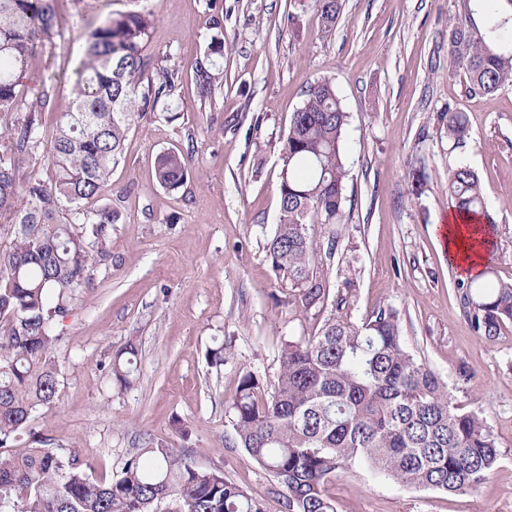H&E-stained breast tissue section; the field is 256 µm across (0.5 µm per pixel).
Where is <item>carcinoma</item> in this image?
<instances>
[{
  "mask_svg": "<svg viewBox=\"0 0 512 512\" xmlns=\"http://www.w3.org/2000/svg\"><path fill=\"white\" fill-rule=\"evenodd\" d=\"M147 0L90 29L72 86L71 108L60 113L46 172L25 174L41 145L44 114L55 111V90L41 85L35 101L24 79L39 48L61 36L56 0H0V110L17 112L0 131V217L11 241L0 249V509L12 512H156L173 498L174 512H265L262 502L221 471H203L163 443L149 441L121 475L101 480L71 451L60 455L50 439L31 434L32 446L10 450L19 432L59 396L52 355L59 340L54 318L88 286L94 253L101 252L118 211L95 201L112 176L135 118L173 95L178 71L160 67L143 83L152 25ZM477 23L469 4L449 20L448 55L464 71L470 94L512 86V0H489ZM329 33L342 0H314ZM224 43L216 41L195 67L201 97L224 80ZM439 120L448 140L467 143L464 113L448 107ZM348 112L331 81L314 83L292 112L284 142L280 218L265 244L288 303L323 310L326 282L314 273L310 227L348 224V165L342 141ZM155 175L167 189L187 179L185 157L160 154ZM454 207L494 225L477 173L448 169ZM473 327L495 336L512 321V281H498L472 301ZM136 348L112 358L115 379L133 382ZM234 443L285 488L287 512H337L329 486L362 464L404 487L463 493L476 489L498 464L486 421L455 405L447 385L408 349L398 310L382 308L360 324L343 302L311 336L289 339L278 354L275 379L263 385L240 372L231 404Z\"/></svg>",
  "mask_w": 512,
  "mask_h": 512,
  "instance_id": "carcinoma-1",
  "label": "carcinoma"
}]
</instances>
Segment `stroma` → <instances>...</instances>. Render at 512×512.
<instances>
[{"mask_svg": "<svg viewBox=\"0 0 512 512\" xmlns=\"http://www.w3.org/2000/svg\"><path fill=\"white\" fill-rule=\"evenodd\" d=\"M481 0H343L324 32L312 0H148L152 67L176 68L172 104L137 116L122 159L102 190L121 213L93 264L91 284L55 319L60 368L54 407L14 442L51 439L77 452L97 478L120 475L146 441L160 440L202 470H220L286 512L285 490L233 445L230 405L241 369L272 380L283 339L310 335L324 313L288 305L265 251L280 216L283 144L289 120L319 79H330L349 114V158L340 235L315 225V268L351 319L382 308L401 314L409 349L448 386L453 403L478 413L500 461L475 491L410 489L353 466L330 486L338 512H512V322L478 335L466 289L432 233L451 205L448 170L466 164L497 218L486 286L512 279V86L469 95L448 56V20ZM129 0H58L61 38L42 47L29 85L53 82L57 111L71 105L81 36ZM224 41V82L201 98L194 66L212 39ZM454 106L471 137L453 146L439 112ZM169 150L188 160L183 186L155 177ZM425 167L421 194L412 173ZM133 343L130 386L109 370ZM230 346L221 367L208 349Z\"/></svg>", "mask_w": 512, "mask_h": 512, "instance_id": "stroma-1", "label": "stroma"}]
</instances>
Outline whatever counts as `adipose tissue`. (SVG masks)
I'll return each instance as SVG.
<instances>
[{
    "instance_id": "obj_1",
    "label": "adipose tissue",
    "mask_w": 512,
    "mask_h": 512,
    "mask_svg": "<svg viewBox=\"0 0 512 512\" xmlns=\"http://www.w3.org/2000/svg\"><path fill=\"white\" fill-rule=\"evenodd\" d=\"M433 233L443 240L448 261L461 277H480L487 258L484 244L492 238L488 225L453 209L446 223L434 225Z\"/></svg>"
}]
</instances>
